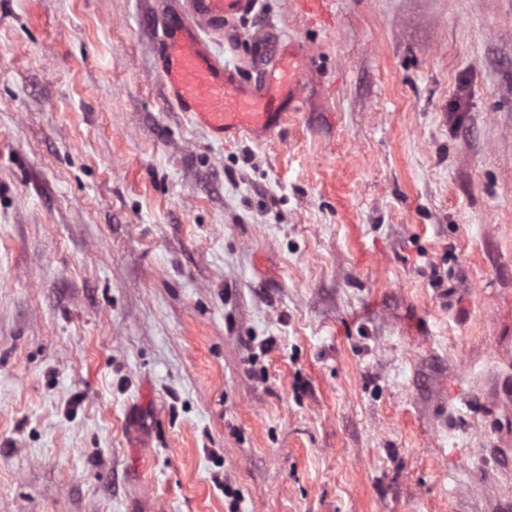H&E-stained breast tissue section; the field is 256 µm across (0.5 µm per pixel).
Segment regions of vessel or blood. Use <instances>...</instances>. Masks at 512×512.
I'll return each instance as SVG.
<instances>
[{
  "label": "vessel or blood",
  "instance_id": "1",
  "mask_svg": "<svg viewBox=\"0 0 512 512\" xmlns=\"http://www.w3.org/2000/svg\"><path fill=\"white\" fill-rule=\"evenodd\" d=\"M257 0H186L159 21L158 74L168 98L216 138L247 133L261 139L298 111L311 52L277 43L265 33L250 38L254 76L217 56L209 33L254 13Z\"/></svg>",
  "mask_w": 512,
  "mask_h": 512
}]
</instances>
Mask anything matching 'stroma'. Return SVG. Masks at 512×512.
<instances>
[{"label":"stroma","mask_w":512,"mask_h":512,"mask_svg":"<svg viewBox=\"0 0 512 512\" xmlns=\"http://www.w3.org/2000/svg\"><path fill=\"white\" fill-rule=\"evenodd\" d=\"M175 0H0V512H512V0H259L268 139ZM256 0H187L159 21L158 74L166 96L213 136L245 132L266 138L284 121L285 112L302 104L301 86L311 52L300 43L275 42L263 32L249 42L256 77L224 61L211 48L207 31L248 20Z\"/></svg>","instance_id":"stroma-1"}]
</instances>
